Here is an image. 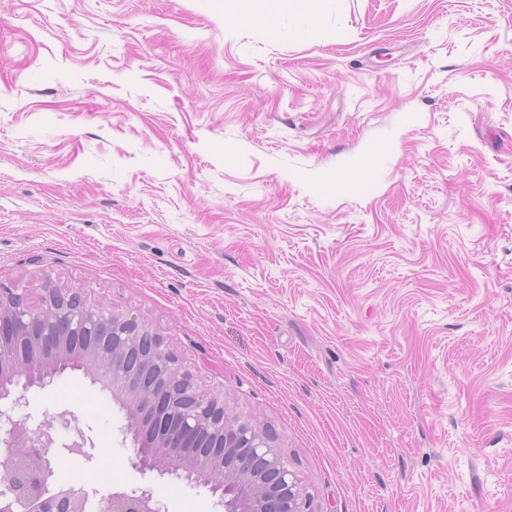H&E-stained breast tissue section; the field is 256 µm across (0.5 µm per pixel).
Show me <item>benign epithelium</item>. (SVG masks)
<instances>
[{"label":"benign epithelium","mask_w":512,"mask_h":512,"mask_svg":"<svg viewBox=\"0 0 512 512\" xmlns=\"http://www.w3.org/2000/svg\"><path fill=\"white\" fill-rule=\"evenodd\" d=\"M66 367L121 399L139 471L203 485L224 512H316L273 437L195 386L166 337L49 280L36 306L0 284V512H160L147 489L60 482L68 456L93 459L91 437L67 411L30 424L18 410Z\"/></svg>","instance_id":"7a95c632"}]
</instances>
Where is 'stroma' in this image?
Returning <instances> with one entry per match:
<instances>
[{
    "instance_id": "1",
    "label": "stroma",
    "mask_w": 512,
    "mask_h": 512,
    "mask_svg": "<svg viewBox=\"0 0 512 512\" xmlns=\"http://www.w3.org/2000/svg\"><path fill=\"white\" fill-rule=\"evenodd\" d=\"M138 316L321 512H512V0H0V283ZM92 427L61 472L224 512Z\"/></svg>"
}]
</instances>
